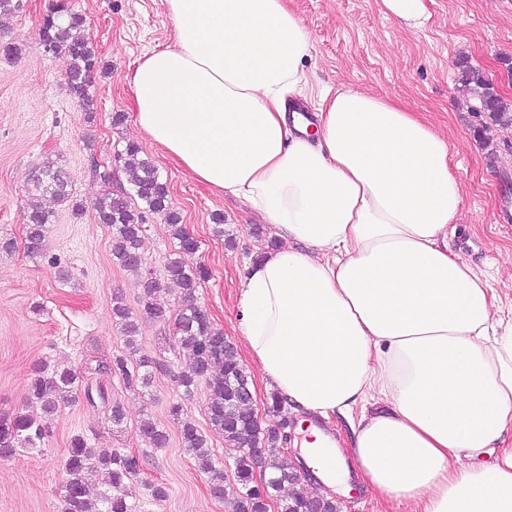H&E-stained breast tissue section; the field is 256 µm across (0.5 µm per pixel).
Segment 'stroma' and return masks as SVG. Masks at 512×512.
Returning a JSON list of instances; mask_svg holds the SVG:
<instances>
[{"instance_id": "1", "label": "stroma", "mask_w": 512, "mask_h": 512, "mask_svg": "<svg viewBox=\"0 0 512 512\" xmlns=\"http://www.w3.org/2000/svg\"><path fill=\"white\" fill-rule=\"evenodd\" d=\"M56 0H20L15 13L0 16V418L27 411L29 388L43 366L83 371L87 362L127 355L126 341L112 321V301L122 298L139 311L141 278L112 258V230L92 208L101 193L128 188V176L115 162L126 143H137L165 182L173 208L199 249L184 255L187 266L206 267L210 276L196 292L197 303L227 338H234L238 298L245 267L257 251L261 219L244 202L198 184L167 159L135 124L128 76L138 59L169 45L174 28L164 0H64L86 20L100 68L85 111L66 84L69 61L46 54L40 20ZM313 41L306 78L320 88H355L399 102L422 115L447 136L463 202L448 247L484 272L501 298L502 313L512 312V223H500L503 186H512V130L495 126L477 99L457 92L461 64H468L512 101V0H424L427 20L413 29L386 17L380 0H292ZM123 113L122 124L112 122ZM59 161L69 176L70 199L43 206L53 213L44 253L28 256L24 244L27 208L44 160ZM110 165L111 180H101L96 163ZM223 217L216 234L214 219ZM143 239L144 272L161 287L170 308H179L180 289L167 279L164 264L177 251L163 216L152 215ZM172 325L145 320L134 343L136 355L166 357L178 369L188 358L170 346ZM108 405L84 398L54 415L40 448L18 449L0 458V512H61L66 480L64 461L71 437L85 436L101 451L121 448L140 459L138 475L127 482L129 503L137 512H233L232 500H215L208 480L180 444V420L172 403L197 426L216 457L231 460L221 432L207 417L206 388L184 396L168 376L156 375L147 389H127L120 376L100 377ZM124 419L113 425L111 404ZM153 420L166 430L167 447L145 441L140 424ZM164 486L166 498L151 495Z\"/></svg>"}]
</instances>
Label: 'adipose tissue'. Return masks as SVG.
<instances>
[{"mask_svg":"<svg viewBox=\"0 0 512 512\" xmlns=\"http://www.w3.org/2000/svg\"><path fill=\"white\" fill-rule=\"evenodd\" d=\"M173 44L129 75L136 124L281 240L251 262L236 332L265 391L362 414L347 449L303 429L324 497L357 473L410 512H512V317L448 249L462 205L449 140L372 93L304 95L312 38L289 0H165Z\"/></svg>","mask_w":512,"mask_h":512,"instance_id":"obj_1","label":"adipose tissue"}]
</instances>
